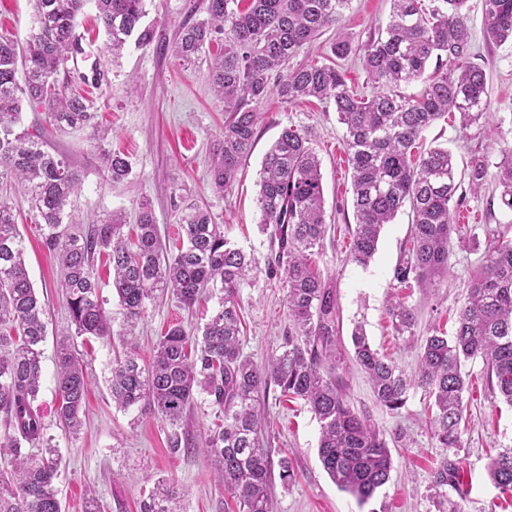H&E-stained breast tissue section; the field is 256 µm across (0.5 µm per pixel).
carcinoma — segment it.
Segmentation results:
<instances>
[{"label": "carcinoma", "instance_id": "1", "mask_svg": "<svg viewBox=\"0 0 512 512\" xmlns=\"http://www.w3.org/2000/svg\"><path fill=\"white\" fill-rule=\"evenodd\" d=\"M35 31L20 47L0 35V183L24 191L43 243L59 259L60 288L78 336L112 341L130 336L147 302L170 295L192 307L199 296L221 288L219 309L195 335L175 324L160 336L149 365L125 353L112 364V402L128 409L148 406L175 429L196 396L204 394L224 421L207 431L201 447L215 474L241 512H269L271 459L263 412L270 387L280 396L300 399L320 426L318 456L338 489L361 504L390 479L393 459L388 441L370 415L351 406L342 372L355 363L368 378L376 402L392 414L404 408L412 390L430 400L425 417L440 447H461L467 362L481 359L488 387L512 406V240L487 230L490 243L468 285L452 334L434 329L425 337L419 370L409 376L372 348L362 327L351 334L353 351L338 336L337 291L313 267L311 256L327 232L321 160L310 138L286 127L266 152L259 178V228L269 253L268 280L286 290L288 335L282 351L262 368L243 355V323L236 298L251 282L259 260L224 237V225L207 208L189 201L179 216V236L162 242L151 209L141 207L136 236L124 235L125 220L114 213L85 235L63 227L82 176L69 160L47 149L41 129L18 130L21 103L44 114L56 132L92 125L95 104L85 87L108 83V70L86 59L76 21L88 0H33ZM107 52L115 56L128 39L141 46L155 41L142 24L145 0H94ZM350 0H207L208 19L180 26L174 56L191 64L211 43L224 41V53L211 67L217 100L227 117L212 159V184L222 193L236 180L249 157L260 113L254 105L272 93L286 102L309 98L334 106L344 125V149L351 170L356 224L350 232L348 261L366 267L375 256L381 231L409 209L412 231L405 253L393 269L401 287L421 288L448 271L449 244L459 232L464 180L471 190L488 176V163L472 156L461 173L447 149L421 148L423 133L437 120L457 113L463 125L489 121L484 72L472 55L467 0H391L388 22L362 49L361 66L374 87L370 96L349 84L336 63L289 61L326 28L338 27ZM485 35L512 42V0H483ZM422 85L408 97L401 87ZM108 180L127 178L131 166L121 155L96 145ZM500 203L512 212V150L496 166ZM112 266V288L123 324L114 331L94 272L95 255ZM387 315L398 337L411 336L415 309L394 296ZM44 310L29 278L24 245L12 207L0 202V512H62L55 481L60 459L46 438L35 406L42 379ZM88 389L83 362L70 339L56 346V415L76 433ZM488 474L501 492H512V447L491 460ZM467 495L461 460L446 455L432 473L431 496L441 512H461L448 489ZM183 493L165 479L154 483L141 512H180Z\"/></svg>", "mask_w": 512, "mask_h": 512}]
</instances>
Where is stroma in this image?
Masks as SVG:
<instances>
[{
	"label": "stroma",
	"mask_w": 512,
	"mask_h": 512,
	"mask_svg": "<svg viewBox=\"0 0 512 512\" xmlns=\"http://www.w3.org/2000/svg\"><path fill=\"white\" fill-rule=\"evenodd\" d=\"M390 6V0H350L340 30L325 31L300 52L298 62L330 57L336 35L347 36L352 51L341 67L352 85L370 91L361 67V50L376 28L387 22ZM467 6L471 61L487 76L492 118L489 124L465 128L457 115H449L424 132V145L448 148L462 166L474 154L493 166L504 151L512 149V43L486 40L482 0H468ZM206 17L204 0H146L144 22L155 28L158 43L141 47L127 41L115 59L105 55L107 37L96 19L94 4H87L78 17L77 31L86 51L103 59L109 71V85L91 92L96 121L108 130L106 146L128 156L132 173L118 184L103 180L92 128L66 134L48 132L49 148L66 155L83 175L70 232L88 233L93 224L114 212L123 214L127 226H134L146 204L162 240L168 241L177 235L183 200L191 197L223 225L228 240L265 257L268 241L258 229L257 208L261 162L284 128H298L310 136L322 162L326 220L332 229L315 264L337 290L342 343L350 345L352 329L363 326L374 348L393 358L407 373H415L424 336L438 326L452 329L466 300L467 286L483 253L472 245V238H484L490 228L512 237V212L502 208L494 181H487L479 191H466V221L452 239L447 273L437 277L433 287L413 283L397 291L392 288V272L410 237L407 214H399L394 223L385 225L368 267L347 260V228L355 219L344 127L333 106L316 100L290 105L275 95L265 98L257 107L261 119L250 157L232 188L216 192L211 163L214 145L224 129V110L214 98L207 62L185 64L171 51L183 22ZM33 28L30 0H0V33L11 34L22 45ZM1 201L10 203L17 215L27 269L46 310L48 336L43 345L38 404L46 435L62 459L56 485L63 512H83L89 494L98 498L102 512H140L144 493L160 479L173 480L185 491L183 512H237L201 450L171 453L172 430L165 422L150 412L135 407L123 410L113 404L108 379L113 361L127 347L120 341L93 339L80 344L90 381L84 424L75 437L62 427L55 414L54 356L57 335L70 330L71 323L59 288L61 269L53 253L43 246L22 193L0 191ZM395 292L417 311L414 337L395 336L388 321L386 308ZM285 295V289L269 284L261 271L252 284L239 290L243 353L256 365L267 364L279 352L289 326ZM219 301V296L209 295L188 309L173 297L158 299L148 304L131 345L142 359H149L161 332L175 323L191 330L201 328ZM465 370L470 383L464 397L467 409L458 454L468 495L461 510L512 512V507L502 508L503 496L486 470L490 456L512 446V407L487 387L482 360L469 362ZM343 377L350 403L355 409L369 410L386 435L394 461L389 482L369 502L358 503L339 490L323 470L318 459L319 424L309 408L299 401L271 403L267 409L272 458H288L296 474L288 485L282 484L279 476L271 477L272 512H436L429 484L433 467L445 451L424 422L422 393L411 395L401 415L393 416L376 404L365 375L355 364H348Z\"/></svg>",
	"instance_id": "stroma-1"
}]
</instances>
